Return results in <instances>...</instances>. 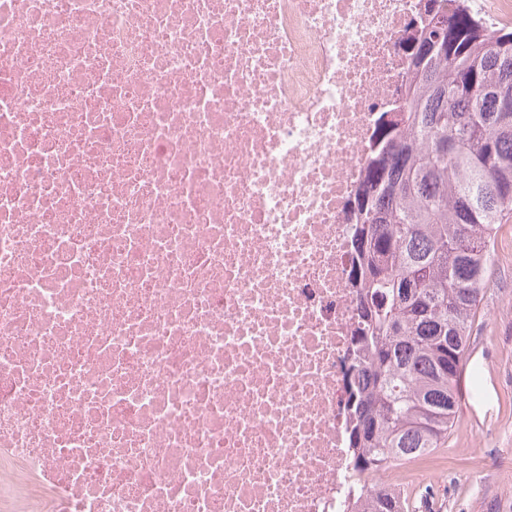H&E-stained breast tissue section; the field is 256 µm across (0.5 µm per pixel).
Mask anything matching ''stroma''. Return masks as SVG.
Listing matches in <instances>:
<instances>
[{"label":"stroma","instance_id":"stroma-1","mask_svg":"<svg viewBox=\"0 0 512 512\" xmlns=\"http://www.w3.org/2000/svg\"><path fill=\"white\" fill-rule=\"evenodd\" d=\"M495 248L502 256L472 320L453 427L443 447L418 458L428 479L404 488L409 512H512V487L497 473L476 484L463 479L485 437L512 448V221L501 225Z\"/></svg>","mask_w":512,"mask_h":512}]
</instances>
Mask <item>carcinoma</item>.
Segmentation results:
<instances>
[{
    "label": "carcinoma",
    "instance_id": "carcinoma-1",
    "mask_svg": "<svg viewBox=\"0 0 512 512\" xmlns=\"http://www.w3.org/2000/svg\"><path fill=\"white\" fill-rule=\"evenodd\" d=\"M417 22L404 111L379 114L356 190L346 446L360 473L448 440L491 243L512 218V29L443 0H423ZM349 507L408 512L395 488L356 487Z\"/></svg>",
    "mask_w": 512,
    "mask_h": 512
}]
</instances>
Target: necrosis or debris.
Masks as SVG:
<instances>
[{
  "mask_svg": "<svg viewBox=\"0 0 512 512\" xmlns=\"http://www.w3.org/2000/svg\"><path fill=\"white\" fill-rule=\"evenodd\" d=\"M421 0H0V512H344L348 203Z\"/></svg>",
  "mask_w": 512,
  "mask_h": 512,
  "instance_id": "1",
  "label": "necrosis or debris"
}]
</instances>
